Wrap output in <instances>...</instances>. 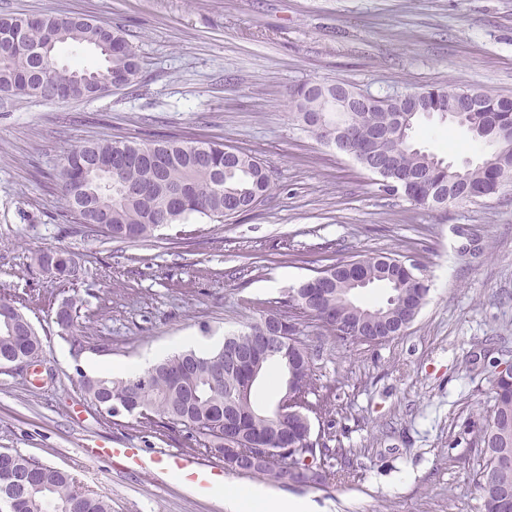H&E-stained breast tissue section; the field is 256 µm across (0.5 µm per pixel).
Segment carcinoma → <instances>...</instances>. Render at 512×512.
I'll use <instances>...</instances> for the list:
<instances>
[{"label": "carcinoma", "mask_w": 512, "mask_h": 512, "mask_svg": "<svg viewBox=\"0 0 512 512\" xmlns=\"http://www.w3.org/2000/svg\"><path fill=\"white\" fill-rule=\"evenodd\" d=\"M65 43L91 46L102 65L90 70L61 64L57 49ZM138 74L137 56L117 27L82 17L0 16L1 97L27 96L50 102L87 98L107 92L113 80L129 85ZM480 95L482 105L495 111L503 137L491 147L489 165L469 163L462 168L418 148L412 135L403 138L398 134L405 99L390 95L368 99L359 110L363 117L357 134L379 133L375 150L392 169L388 182L381 183L383 190L424 208L469 202L471 192L497 197L511 191L512 98L489 90ZM322 111L328 121H336V113L323 100L307 96L304 89L297 92L294 117L321 142L325 130L310 115ZM105 161L112 162L110 189L107 177L97 174L98 164ZM270 190L269 173L256 157L215 143H203L198 150L173 141L87 142L69 152L63 169L67 210L82 224L106 225V234L120 241L149 239L159 228L182 223L193 214L222 221L253 209ZM325 273L331 274L330 280L316 284L308 279L290 296L287 309L269 311L249 326V332L231 336L232 341L247 348L252 333L278 325L282 318L294 328L298 315L321 322L343 340L373 336L380 327L405 320L413 310L421 309L428 292L423 277L406 273L390 256L362 259L357 267L336 264ZM359 274L388 285L391 295L384 305L368 307L356 302L347 285ZM16 360L43 361L42 343L20 309L0 299V368ZM223 360L222 346L207 353L190 349L161 359L133 378L83 374L80 386L95 404L115 399L131 404V414L145 426L190 430L196 448L209 454L224 447L221 420L224 405L230 403L238 418V447L263 444L274 449L250 476L285 487L283 475L302 484L300 474L314 469L319 471L314 487L327 485L332 477L330 466L317 456L328 457L329 448L307 440L303 424L310 420L309 414L322 412L324 404L308 403L301 413L292 415L263 409L254 402L253 393L244 392L250 370L222 382L212 380L213 366ZM272 365L284 372V390L305 400L312 374L308 353L298 338H291L283 356L265 363L259 377ZM479 436L484 460L476 490L483 512H500L502 495L512 493V481L492 486L483 474L498 456L512 455V384L494 379L493 405L482 419ZM0 504L8 512H112L110 501L80 487L70 472L10 448H0Z\"/></svg>", "instance_id": "cac0c4a2"}]
</instances>
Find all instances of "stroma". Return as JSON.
I'll return each instance as SVG.
<instances>
[{"label": "stroma", "instance_id": "35a3bbf8", "mask_svg": "<svg viewBox=\"0 0 512 512\" xmlns=\"http://www.w3.org/2000/svg\"><path fill=\"white\" fill-rule=\"evenodd\" d=\"M1 14L121 26L141 71L88 99L0 103V296L24 308L45 356L36 377L0 370V448L72 472L112 512H225L218 495L87 455L109 441L154 459L188 452L189 440L92 403L79 386L86 359L223 337L331 263L388 255L429 286L402 335L344 341L310 318L296 324L312 396L327 403L312 435L335 451L333 479L297 496L315 512H482L472 423L493 404L497 365L512 360V194L415 207L305 132L292 94L338 81L374 95L452 84L512 97V0H0ZM113 139L245 150L272 190L221 222L195 215L115 241L79 224L61 192L66 153ZM415 140L456 164L487 154L436 118ZM48 247L74 254L77 280L41 271ZM67 303L75 334L56 322Z\"/></svg>", "mask_w": 512, "mask_h": 512}]
</instances>
